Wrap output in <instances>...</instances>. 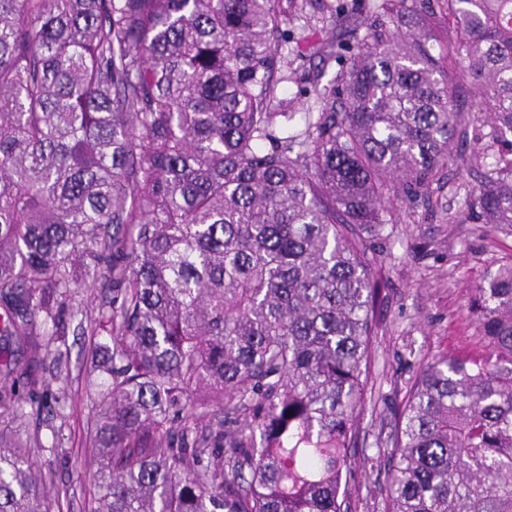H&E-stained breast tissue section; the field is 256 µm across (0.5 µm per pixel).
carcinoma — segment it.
Instances as JSON below:
<instances>
[{"instance_id":"obj_1","label":"carcinoma","mask_w":512,"mask_h":512,"mask_svg":"<svg viewBox=\"0 0 512 512\" xmlns=\"http://www.w3.org/2000/svg\"><path fill=\"white\" fill-rule=\"evenodd\" d=\"M445 2L434 53L406 0L366 4L392 27L362 18L340 52L275 0H0V416L58 415L45 350L103 294L89 512H348L384 214L457 159L481 168L458 223L512 232V0ZM315 54L340 62L325 84ZM466 309L482 351L420 364L380 512H512V262ZM39 447L0 431V512L59 504Z\"/></svg>"}]
</instances>
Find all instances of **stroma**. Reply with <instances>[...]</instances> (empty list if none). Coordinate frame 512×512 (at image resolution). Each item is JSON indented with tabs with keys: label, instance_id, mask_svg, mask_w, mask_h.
I'll list each match as a JSON object with an SVG mask.
<instances>
[{
	"label": "stroma",
	"instance_id": "1",
	"mask_svg": "<svg viewBox=\"0 0 512 512\" xmlns=\"http://www.w3.org/2000/svg\"><path fill=\"white\" fill-rule=\"evenodd\" d=\"M345 10L327 30L315 33L300 8L289 10L295 34L315 35L347 45L356 33L362 0H342ZM467 177L451 171L435 186L430 204L395 203L382 229L386 251L374 267L383 285L375 315L378 336L372 378L360 424L356 457L358 484L349 512H376L382 499L373 459L392 431L418 368L427 355L466 354L479 347L476 325L463 312L469 288L487 269L512 259V234H484L476 224H454L463 202ZM60 372L46 375L50 388L68 396L63 417L40 425L42 446L32 458L41 468L49 494H60L61 512H87L95 468L84 438L90 422L86 403L92 393L84 369L86 341L74 332L66 338Z\"/></svg>",
	"mask_w": 512,
	"mask_h": 512
}]
</instances>
